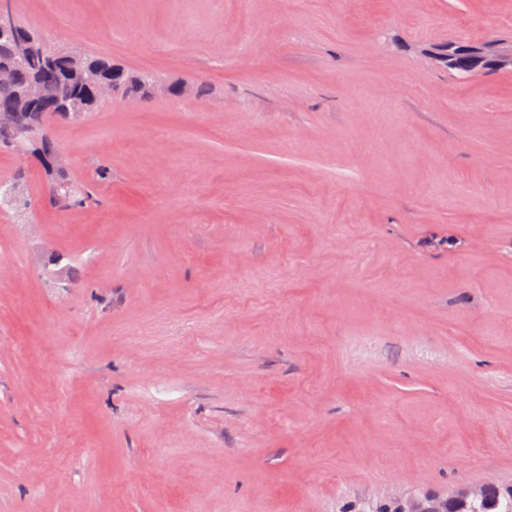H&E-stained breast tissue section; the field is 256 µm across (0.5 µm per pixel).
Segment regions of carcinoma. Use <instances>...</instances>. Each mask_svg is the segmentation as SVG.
<instances>
[{
	"label": "carcinoma",
	"mask_w": 512,
	"mask_h": 512,
	"mask_svg": "<svg viewBox=\"0 0 512 512\" xmlns=\"http://www.w3.org/2000/svg\"><path fill=\"white\" fill-rule=\"evenodd\" d=\"M15 31L34 43L38 52L22 59L11 82L0 83V115L15 114L25 133L37 135L33 155L48 168L57 155L48 129L49 120H80L103 103L94 87L81 82L82 65L94 63L101 66L118 93L143 99L150 96L149 85L155 79L149 72L127 71L112 66L105 58L53 47L41 32L18 21L15 22ZM29 81L36 82L41 89L42 102L39 105H26L16 95L18 85ZM61 178L66 181V186L47 189L49 202L54 207L67 210L82 207L91 200L90 192L84 185L65 173L56 174V179ZM462 512H512V496H499L495 506L471 503Z\"/></svg>",
	"instance_id": "carcinoma-1"
}]
</instances>
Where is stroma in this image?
Instances as JSON below:
<instances>
[{
	"label": "stroma",
	"mask_w": 512,
	"mask_h": 512,
	"mask_svg": "<svg viewBox=\"0 0 512 512\" xmlns=\"http://www.w3.org/2000/svg\"><path fill=\"white\" fill-rule=\"evenodd\" d=\"M152 73L0 214V512H345L512 485V0H11ZM107 167L108 182L94 172ZM444 53L432 52L431 59L435 62L448 61V65L455 63V58L459 55L467 56L471 65L462 67L465 74H471L476 67H482L490 70L512 69V45H507L498 40H490L481 43H457L448 41L441 46ZM56 174L54 181H58L63 178L67 184L65 187H58L53 190L51 185V178L49 179V185L47 189V196L49 202L56 208L64 210L83 207L91 200L89 190L82 184L74 181L70 176L68 177L65 171L62 175L53 169Z\"/></svg>",
	"instance_id": "stroma-1"
}]
</instances>
